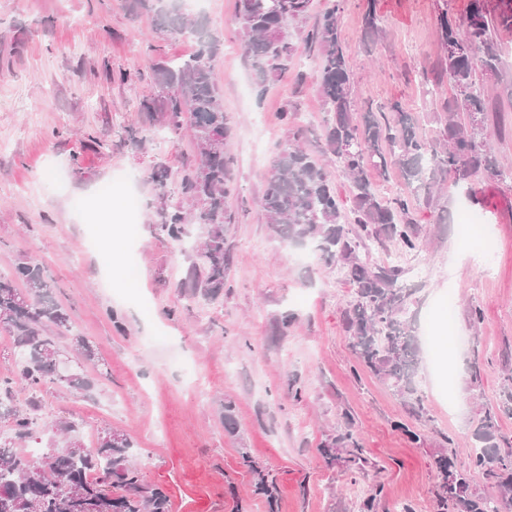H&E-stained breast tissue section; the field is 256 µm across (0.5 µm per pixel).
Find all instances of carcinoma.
<instances>
[{
	"label": "carcinoma",
	"mask_w": 512,
	"mask_h": 512,
	"mask_svg": "<svg viewBox=\"0 0 512 512\" xmlns=\"http://www.w3.org/2000/svg\"><path fill=\"white\" fill-rule=\"evenodd\" d=\"M139 8L155 15L161 40L193 35L196 50L188 57L167 60L160 48L150 67L156 95L142 103L143 110L159 112L172 131H190L198 159L185 164L180 193L192 210L179 206L160 212L159 233L182 243L189 226L204 227V240L192 248L194 259L181 287L192 294L216 298L224 292L230 255L226 232L233 221L226 206L232 191L233 157L228 141L231 128L224 114V100L214 72L217 37L206 23L189 19L183 0H135ZM344 0H336L304 35L306 44L321 50L318 90L328 112L326 148L336 157V167L349 178L353 206L333 187L322 163L298 145L288 143L277 152L261 194V206L271 230L291 246L313 243L328 263H340L355 286V303L348 311L347 331L359 359L378 378L389 381L410 413L422 416V399L412 397L417 346L412 331L400 318L409 293L397 285V266L370 267L360 257L367 241L380 235L399 242L407 252L419 248L418 234L410 217V199L398 195L379 198L369 170L401 168L414 192L430 194L446 176L467 180L478 170L501 179L512 178L504 169L489 140L482 134L485 100L476 86L475 67L497 68L498 58L477 53L500 30L512 31V0H498L492 11L484 0H470L458 27L439 14V40L445 52L444 75L461 100V111L449 112L441 138H420L412 119L398 105L393 121H380L366 112L363 121L353 119V70L339 33ZM311 0H238V19L245 53L258 67V84L279 76L291 65L295 45L290 26L309 12ZM355 228H345V225ZM70 316L52 295V285L38 263L22 260L10 275L0 277V330L7 333L19 356L17 368L0 378V422L9 425L10 437L0 438V512H171L167 492L148 483L134 463L136 446L125 432L110 426L98 430L96 443L87 447L79 426L64 417L48 429L61 436L33 458L17 448L34 435L32 424L50 384L90 395L98 382L85 365L98 359L95 347L85 338L72 339L76 361L66 373L58 358L65 352L50 330H70ZM499 413L486 412L475 437L483 446L474 449L472 463L482 471L493 494L470 490L467 479L455 470L453 459L436 460L439 484L437 512L448 504L459 512H501L512 507V446L498 436L499 414L512 415V374L504 378ZM23 387L30 399L20 404L13 398ZM323 449L330 463L343 460L353 484L363 481L357 512H377L383 485L370 475L377 464L363 456L357 436L347 429ZM240 464L252 475V492L266 498L270 509L278 507L276 481L239 449Z\"/></svg>",
	"instance_id": "1"
}]
</instances>
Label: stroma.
Listing matches in <instances>:
<instances>
[{
    "label": "stroma",
    "mask_w": 512,
    "mask_h": 512,
    "mask_svg": "<svg viewBox=\"0 0 512 512\" xmlns=\"http://www.w3.org/2000/svg\"><path fill=\"white\" fill-rule=\"evenodd\" d=\"M133 3L0 0V275L23 258L44 266L73 333L99 354L88 367L97 396L51 391L43 419L70 418L89 445L107 424L129 434L137 466L146 481L168 491L172 512H269L239 464L242 448L277 475L278 512H356L355 485L321 454L348 425L381 468L379 512H400L406 504L435 512V460L442 454L469 470L473 490L485 492L470 449L457 442L498 406L503 378L512 374V182L480 171L467 186L448 185L413 203L420 241L414 256L426 273L416 279L406 271L399 281L409 293L403 316L416 337L415 385L426 408L413 417L351 348L348 277L319 254L305 256L283 243L260 204L274 156L288 141L282 119L288 101L302 144L330 167L340 194L349 190L326 151L319 51L298 48L288 72L257 89L238 0H203L199 13L218 36L215 63L232 127L227 207L235 222L226 235L227 288L216 299H194L181 288L190 258L157 226L162 209L185 203L180 171L195 149L186 133L168 131L159 114L141 108L155 94L148 71L157 38L152 17ZM372 4L379 35L364 31L362 0H348L339 19L353 62V116L396 104L420 137L436 138L443 109L457 107L441 75L439 12L461 19L470 0ZM493 48L498 70L477 68L475 80L495 107L483 132L511 166L512 33L495 35ZM246 82L254 86L248 103L240 95ZM159 166L167 171L163 197L153 180ZM112 181L139 197L136 240H129L127 224L108 229L91 217ZM470 190L476 201L467 200ZM465 211L480 215L495 240L491 266L478 263L464 238ZM451 293L455 328L436 329L435 342L427 343L423 320ZM474 307L483 311L476 326ZM285 318L287 335H276ZM475 368L482 378L476 387L468 376ZM228 401L239 422L234 436L222 420ZM411 430L419 442L408 438Z\"/></svg>",
    "instance_id": "stroma-1"
}]
</instances>
